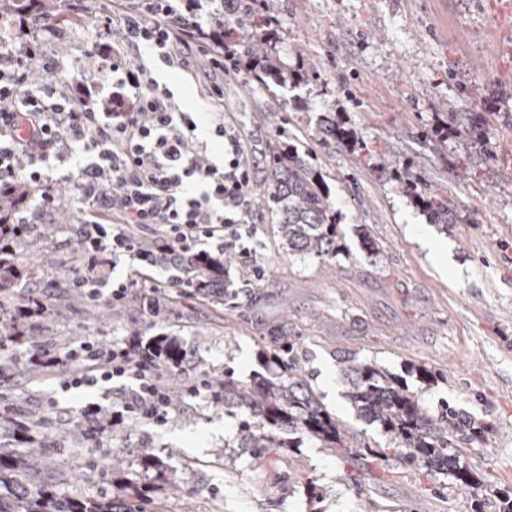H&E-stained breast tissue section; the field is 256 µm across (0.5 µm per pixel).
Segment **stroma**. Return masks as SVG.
Instances as JSON below:
<instances>
[{"label":"stroma","instance_id":"obj_1","mask_svg":"<svg viewBox=\"0 0 512 512\" xmlns=\"http://www.w3.org/2000/svg\"><path fill=\"white\" fill-rule=\"evenodd\" d=\"M500 9L499 0H274L279 34L267 48L287 82L244 70L225 77L219 101L204 76L170 71L188 105L223 111L240 128L258 177L284 145L296 146L333 202L343 252L330 264L287 255L275 214L257 203L252 256L227 276L235 308L186 299L154 315L130 301L105 323L78 293L51 298L37 341L7 344L0 361L24 366L89 335L110 345L169 333L184 353L161 378L181 394L167 424L129 420L118 433L76 441L65 433L88 428L85 406L120 407L131 380L64 391L50 375L0 372V407L21 403L42 417L37 443L51 448L61 490L127 499L90 464L116 448L164 512H471L464 497L441 491L439 470L340 458L314 439L290 459L259 458L241 445L245 410L186 395L206 372L228 370L240 382L269 376L268 330L287 312L312 389L358 439L384 436L345 396L339 374L348 357L394 374L430 412L450 405L491 422L484 439L465 442L462 463L481 483L483 512H500V491L512 489V29L499 26ZM80 30L76 38L55 25L44 51L65 66L85 62L101 32L91 20ZM331 126L341 137L327 144ZM423 194L451 200L448 227L433 223ZM410 224L431 226L447 244V274L409 235ZM418 364L433 380L420 378ZM326 370L336 395L323 388ZM145 448L169 470L143 471Z\"/></svg>","mask_w":512,"mask_h":512}]
</instances>
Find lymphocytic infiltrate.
Listing matches in <instances>:
<instances>
[{
  "label": "lymphocytic infiltrate",
  "mask_w": 512,
  "mask_h": 512,
  "mask_svg": "<svg viewBox=\"0 0 512 512\" xmlns=\"http://www.w3.org/2000/svg\"><path fill=\"white\" fill-rule=\"evenodd\" d=\"M59 3L93 18L103 36L88 64L64 77L42 49L40 10L0 13V200L12 201L0 217V266L13 268L29 225L57 214L56 170L77 148L85 158L70 203L85 248L69 281L88 303H119L139 286L131 276L110 294L100 291L109 257L151 266L145 230L172 254L243 249L257 165L223 113L206 116L183 105L154 69L160 63L191 70L193 39L208 45L207 65L239 72V60L224 47L222 0H114L102 16L91 0ZM204 125L207 142L199 136ZM212 141L221 145L222 161L211 156ZM48 362L60 366L65 389L134 380L131 397L109 414L113 424L167 423L172 404L142 339L104 347L90 338Z\"/></svg>",
  "instance_id": "obj_1"
}]
</instances>
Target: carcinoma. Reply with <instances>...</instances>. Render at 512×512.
I'll return each mask as SVG.
<instances>
[{"label":"carcinoma","mask_w":512,"mask_h":512,"mask_svg":"<svg viewBox=\"0 0 512 512\" xmlns=\"http://www.w3.org/2000/svg\"><path fill=\"white\" fill-rule=\"evenodd\" d=\"M41 2L42 13L49 21L67 20L76 25L85 21L80 14L54 10L53 0ZM267 18H273L271 9L258 12L250 0H240L235 26L224 30V35L234 40L233 52L263 60L264 75L280 73L277 58L255 40L254 30L259 27V20ZM262 200L279 216L278 235L288 253L316 258L321 263L341 254L329 196L321 189L312 165L293 149L273 159ZM424 205L432 219L445 223L450 220L452 208L447 201L427 199ZM39 238V260L32 264L35 269L44 265V257L57 252L53 233L43 229ZM233 263L235 258L230 253L224 254L221 260L201 254L176 261L174 266L191 280L195 296L218 300L221 293L216 291L214 283L224 277ZM0 336L14 343L26 339L19 319L11 311L0 310ZM270 337V355L279 366L277 375L261 376L249 384L236 381L229 372L222 379H211L215 405L244 407L248 411L243 421L242 447L255 448L262 457H282L286 450L300 448L311 438L334 455L369 453L384 462L440 466L451 476L445 485L447 489L466 494L479 488V482L458 463L463 452L458 441L483 437L490 424L476 426L449 405L434 415L395 375L372 362L352 357L345 360L342 370L343 379L349 383V400L359 417L378 424L386 437L385 445L379 448L360 447L354 442L355 434L323 409L308 385L290 315L271 327ZM179 359L178 343L160 341L155 358L158 370L177 365ZM29 419V414L20 412L15 415V423L0 425L1 430L12 433L18 440L10 448L0 447V512H159L158 503L145 496L136 475H127L124 483L141 503H131L127 509L112 499L86 500L75 493L59 492L51 482L53 467L49 456L35 445L33 428L24 426ZM286 433L290 437H284ZM31 483L40 484L33 494L26 490Z\"/></svg>","instance_id":"cac0c4a2"}]
</instances>
